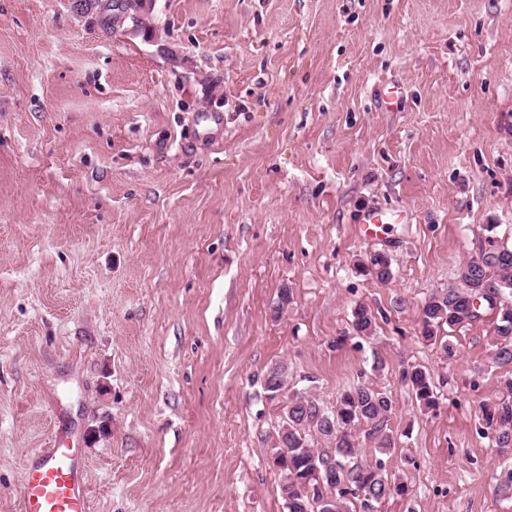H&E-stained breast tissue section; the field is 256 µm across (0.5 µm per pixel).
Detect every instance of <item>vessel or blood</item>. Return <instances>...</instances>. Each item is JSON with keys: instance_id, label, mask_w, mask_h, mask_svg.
<instances>
[{"instance_id": "1", "label": "vessel or blood", "mask_w": 512, "mask_h": 512, "mask_svg": "<svg viewBox=\"0 0 512 512\" xmlns=\"http://www.w3.org/2000/svg\"><path fill=\"white\" fill-rule=\"evenodd\" d=\"M405 220L402 211L369 210L359 220L358 235L373 238ZM19 512H91L84 464L73 448L53 443L34 453L22 471Z\"/></svg>"}]
</instances>
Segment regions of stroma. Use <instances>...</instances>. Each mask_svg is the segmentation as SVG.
<instances>
[{
	"instance_id": "35a3bbf8",
	"label": "stroma",
	"mask_w": 512,
	"mask_h": 512,
	"mask_svg": "<svg viewBox=\"0 0 512 512\" xmlns=\"http://www.w3.org/2000/svg\"><path fill=\"white\" fill-rule=\"evenodd\" d=\"M153 18L154 43L72 0H0V512L53 440L79 450L92 512H286L280 362L328 408L360 381L392 399L394 451L360 457L408 494L373 512H512L482 419L506 397L495 311L444 345L419 334L487 233L512 241V0H156ZM374 206L409 221L362 240ZM377 253L384 284L358 269ZM402 380L409 386L416 401L427 408L436 404L437 393L430 374L419 366H411L402 371Z\"/></svg>"
}]
</instances>
